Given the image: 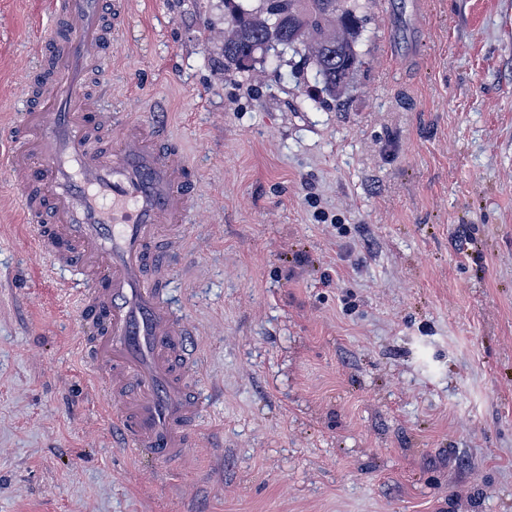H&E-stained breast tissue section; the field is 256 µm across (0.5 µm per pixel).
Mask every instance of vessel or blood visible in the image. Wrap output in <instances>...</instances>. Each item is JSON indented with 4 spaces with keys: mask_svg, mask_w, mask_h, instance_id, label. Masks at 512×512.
<instances>
[{
    "mask_svg": "<svg viewBox=\"0 0 512 512\" xmlns=\"http://www.w3.org/2000/svg\"><path fill=\"white\" fill-rule=\"evenodd\" d=\"M29 105L6 132V164L30 244L82 276L79 350L106 389L117 448L179 461L197 437L206 362L194 325L170 303L182 226L199 183L167 117L99 107L101 65L121 33L118 0H48Z\"/></svg>",
    "mask_w": 512,
    "mask_h": 512,
    "instance_id": "b4317fda",
    "label": "vessel or blood"
}]
</instances>
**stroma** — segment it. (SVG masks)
I'll return each mask as SVG.
<instances>
[{
  "label": "stroma",
  "instance_id": "stroma-1",
  "mask_svg": "<svg viewBox=\"0 0 512 512\" xmlns=\"http://www.w3.org/2000/svg\"><path fill=\"white\" fill-rule=\"evenodd\" d=\"M42 0H0V130ZM374 0L344 108L222 0H126L108 108L199 177L173 305L207 356L176 465L105 436L67 289L0 168V512H512V0Z\"/></svg>",
  "mask_w": 512,
  "mask_h": 512
}]
</instances>
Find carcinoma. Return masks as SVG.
I'll use <instances>...</instances> for the list:
<instances>
[{
    "instance_id": "obj_1",
    "label": "carcinoma",
    "mask_w": 512,
    "mask_h": 512,
    "mask_svg": "<svg viewBox=\"0 0 512 512\" xmlns=\"http://www.w3.org/2000/svg\"><path fill=\"white\" fill-rule=\"evenodd\" d=\"M372 0H224V27L236 39L224 43V73L254 70L269 51L285 44L303 50L324 91L340 105L354 88L362 65L359 45ZM336 33L311 51L313 33Z\"/></svg>"
}]
</instances>
